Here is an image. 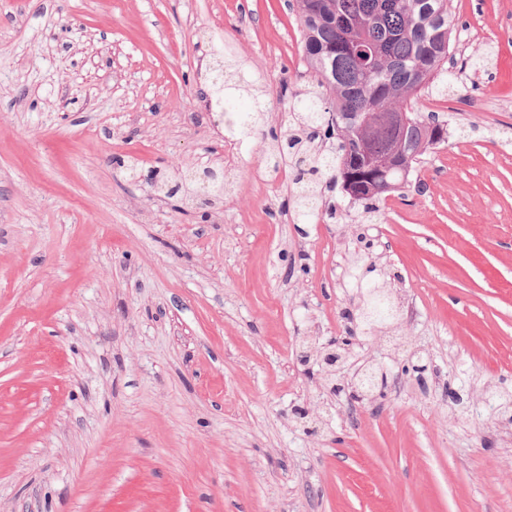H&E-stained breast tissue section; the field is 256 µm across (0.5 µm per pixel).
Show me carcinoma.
<instances>
[{"instance_id":"1","label":"carcinoma","mask_w":512,"mask_h":512,"mask_svg":"<svg viewBox=\"0 0 512 512\" xmlns=\"http://www.w3.org/2000/svg\"><path fill=\"white\" fill-rule=\"evenodd\" d=\"M301 24L304 62L315 82V96L293 107L288 135L268 150V175L276 178L285 166L300 185L296 195L298 215H314L321 177L344 173L358 188L365 213L377 211L375 201L405 186L408 178L435 143L431 130L443 124L416 115L414 125L400 133L383 117L411 112V101L434 83L450 59L454 28L451 0H296ZM228 84L214 82L207 95L225 112L230 111ZM266 111L257 98L253 111L238 116L243 134L257 128ZM331 112L349 118L331 149L321 151L316 135L325 128ZM358 112H376L381 121L369 129L355 118ZM399 150L379 165L373 157L388 155L392 144ZM310 159L314 173L304 174L297 160Z\"/></svg>"}]
</instances>
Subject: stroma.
Instances as JSON below:
<instances>
[{"label":"stroma","instance_id":"obj_1","mask_svg":"<svg viewBox=\"0 0 512 512\" xmlns=\"http://www.w3.org/2000/svg\"><path fill=\"white\" fill-rule=\"evenodd\" d=\"M452 5L412 103L445 141L302 235L265 163L311 86L288 0H0V512H512V0ZM212 62L262 81L194 124ZM379 283L410 314L351 361L390 382L333 395L300 353Z\"/></svg>","mask_w":512,"mask_h":512}]
</instances>
